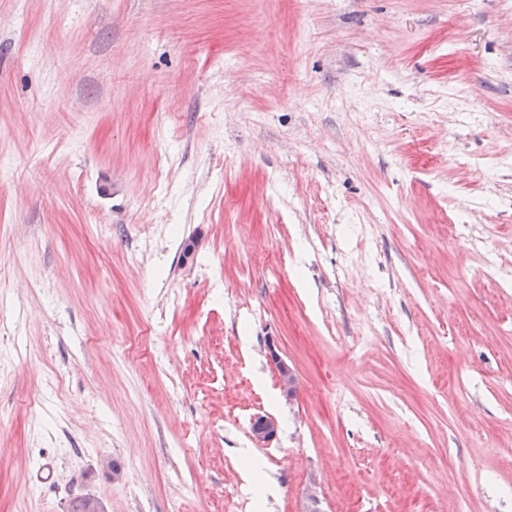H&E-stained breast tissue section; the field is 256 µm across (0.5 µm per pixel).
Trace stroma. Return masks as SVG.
I'll use <instances>...</instances> for the list:
<instances>
[{
    "instance_id": "35a3bbf8",
    "label": "stroma",
    "mask_w": 512,
    "mask_h": 512,
    "mask_svg": "<svg viewBox=\"0 0 512 512\" xmlns=\"http://www.w3.org/2000/svg\"><path fill=\"white\" fill-rule=\"evenodd\" d=\"M491 264L512 0H0V512H512ZM270 357L275 362L276 368L279 375L280 387L289 399L294 396L296 389V375L294 370L280 358L279 354L276 351L275 343H268L267 345ZM277 434L278 423L272 417L266 415L257 416L251 423V436L259 444L273 441ZM320 489V482L316 475L312 474L302 495L300 512H324Z\"/></svg>"
}]
</instances>
